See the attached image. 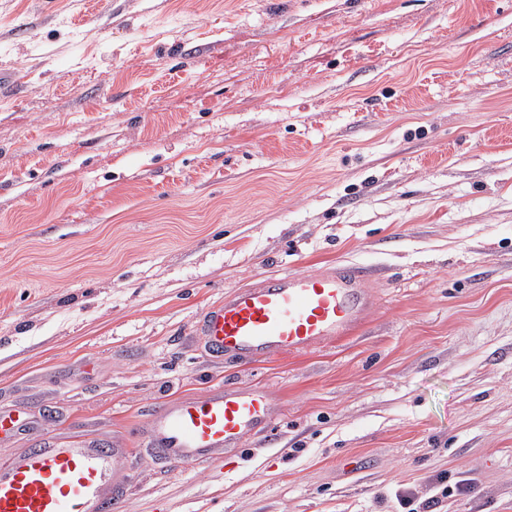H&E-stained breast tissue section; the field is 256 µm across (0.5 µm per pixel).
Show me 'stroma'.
<instances>
[{
  "label": "stroma",
  "instance_id": "35a3bbf8",
  "mask_svg": "<svg viewBox=\"0 0 512 512\" xmlns=\"http://www.w3.org/2000/svg\"><path fill=\"white\" fill-rule=\"evenodd\" d=\"M0 0V412L120 446L121 512H512V0ZM371 268L360 330L264 361L195 332L263 276ZM260 384L179 464L135 425ZM276 399L265 387L225 386L159 405L140 424L147 448L181 464L221 460L269 430ZM436 488L440 490L435 496L418 502V498L412 491L404 490L397 495L399 506L403 509L401 512H431L428 510L440 502V498L448 497V494L457 493L459 495L469 493L472 486L467 480L462 479L451 484L450 479L446 475H438L432 479ZM440 495V496H438Z\"/></svg>",
  "mask_w": 512,
  "mask_h": 512
}]
</instances>
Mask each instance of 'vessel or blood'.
Here are the masks:
<instances>
[{
    "mask_svg": "<svg viewBox=\"0 0 512 512\" xmlns=\"http://www.w3.org/2000/svg\"><path fill=\"white\" fill-rule=\"evenodd\" d=\"M369 272L356 265L284 273L225 293L197 323L213 356L251 361L302 353L352 334L371 305ZM276 400L267 388L227 386L167 401L138 430L162 459L212 462L269 430ZM119 450L52 443L0 464V512H102L121 502L130 478Z\"/></svg>",
    "mask_w": 512,
    "mask_h": 512,
    "instance_id": "1",
    "label": "vessel or blood"
}]
</instances>
